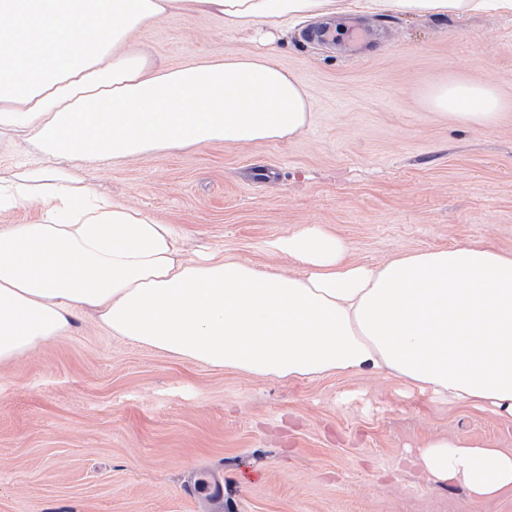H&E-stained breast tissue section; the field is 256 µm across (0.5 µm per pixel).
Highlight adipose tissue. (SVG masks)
I'll return each mask as SVG.
<instances>
[{"instance_id": "1", "label": "adipose tissue", "mask_w": 512, "mask_h": 512, "mask_svg": "<svg viewBox=\"0 0 512 512\" xmlns=\"http://www.w3.org/2000/svg\"><path fill=\"white\" fill-rule=\"evenodd\" d=\"M512 15V0H0V137L43 162L0 175V364L66 335L90 310L111 335L189 363L257 379L384 376L452 406L512 419V252L477 243L357 263L336 232L307 224L267 244L296 272L234 255L186 257L174 225L86 184V166L160 149L283 142L312 104L267 54L166 68L137 44L175 13L262 35L348 13ZM437 115L490 128L507 103L490 83L447 80L426 94ZM470 500L512 495V450L432 438L420 454Z\"/></svg>"}]
</instances>
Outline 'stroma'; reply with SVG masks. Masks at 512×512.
Segmentation results:
<instances>
[{
	"label": "stroma",
	"instance_id": "obj_1",
	"mask_svg": "<svg viewBox=\"0 0 512 512\" xmlns=\"http://www.w3.org/2000/svg\"><path fill=\"white\" fill-rule=\"evenodd\" d=\"M361 55L312 19L271 44L173 14L137 40L152 59L271 53L313 100L285 142L155 150L88 166L87 184L205 245L290 272L265 242L334 229L353 260L481 243L512 251V107L489 129L426 102L441 80L494 84L512 103V16H348ZM512 448V420L404 397L381 376L256 380L110 335L89 311L0 365V512H512L476 503L419 462L435 436Z\"/></svg>",
	"mask_w": 512,
	"mask_h": 512
}]
</instances>
